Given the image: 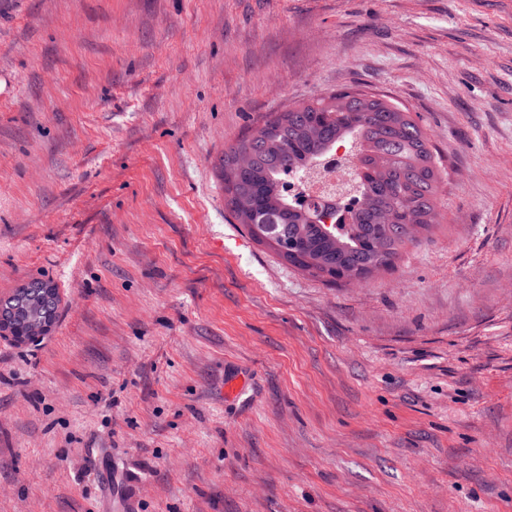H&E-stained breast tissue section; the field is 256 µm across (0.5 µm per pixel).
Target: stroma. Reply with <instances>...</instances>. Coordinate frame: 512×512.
I'll use <instances>...</instances> for the list:
<instances>
[{
    "label": "stroma",
    "instance_id": "stroma-1",
    "mask_svg": "<svg viewBox=\"0 0 512 512\" xmlns=\"http://www.w3.org/2000/svg\"><path fill=\"white\" fill-rule=\"evenodd\" d=\"M388 95L446 173L327 283L224 207L271 112ZM0 512H512V0H0ZM16 293L32 297L31 304L38 313L34 318L24 320L26 332L21 333L16 324L23 320L18 309L0 305V336H11L16 342L22 343L47 334L57 317L58 296L54 285L46 281L30 282L18 288Z\"/></svg>",
    "mask_w": 512,
    "mask_h": 512
}]
</instances>
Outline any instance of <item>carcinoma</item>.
<instances>
[{
	"instance_id": "obj_1",
	"label": "carcinoma",
	"mask_w": 512,
	"mask_h": 512,
	"mask_svg": "<svg viewBox=\"0 0 512 512\" xmlns=\"http://www.w3.org/2000/svg\"><path fill=\"white\" fill-rule=\"evenodd\" d=\"M353 144L359 204L350 211L349 228L328 233L321 217L335 216L333 198L311 197L301 190L300 176ZM243 152L252 156L247 169L237 165ZM220 168L226 206L250 236L330 283L353 273L365 277L375 264L392 266L412 240L413 226L429 227L443 184L437 152L405 107L346 91L270 113L224 151ZM383 210L393 223H379Z\"/></svg>"
}]
</instances>
